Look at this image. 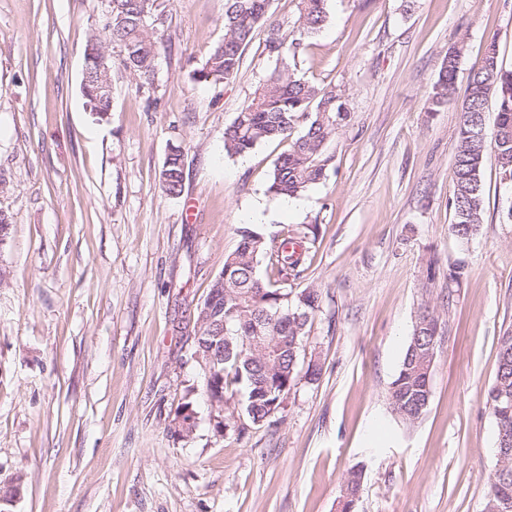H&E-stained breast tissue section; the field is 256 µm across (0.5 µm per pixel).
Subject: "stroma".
Segmentation results:
<instances>
[{
    "label": "stroma",
    "instance_id": "stroma-1",
    "mask_svg": "<svg viewBox=\"0 0 512 512\" xmlns=\"http://www.w3.org/2000/svg\"><path fill=\"white\" fill-rule=\"evenodd\" d=\"M167 30L151 88L108 45L113 106L96 121L81 93L89 31L108 0H0V512H483L495 466L486 394L496 341L512 326V179L487 155L480 235L460 245L448 201L460 104L427 99L450 41L462 73L496 39L512 68V0H327L297 70L346 90L351 121L326 180L291 213L269 186L287 142L243 157L224 128L276 71L257 29L238 75L190 79L224 35V0H159ZM184 190L165 196L170 145ZM258 232L305 239L299 288L321 289L277 424L218 431L190 357L196 306L238 245ZM467 276L449 289L446 273ZM442 338L431 396L408 423L388 391L423 306ZM193 400L191 437L172 421ZM362 483V470L352 468L344 479L343 495L339 502L341 512H351Z\"/></svg>",
    "mask_w": 512,
    "mask_h": 512
}]
</instances>
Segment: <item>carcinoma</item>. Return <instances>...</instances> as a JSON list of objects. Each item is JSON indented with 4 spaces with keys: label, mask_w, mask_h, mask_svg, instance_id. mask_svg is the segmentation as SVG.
<instances>
[{
    "label": "carcinoma",
    "mask_w": 512,
    "mask_h": 512,
    "mask_svg": "<svg viewBox=\"0 0 512 512\" xmlns=\"http://www.w3.org/2000/svg\"><path fill=\"white\" fill-rule=\"evenodd\" d=\"M327 0H298V16L293 30L286 34L268 22L270 0H224V36L209 57L192 70L198 85L227 82L239 72L242 56L255 30L266 24L263 53L280 63L278 74L263 83L255 96L242 106L230 125L224 128V152L243 156L257 145L273 140H291L289 149L274 163L270 192L294 197L325 180L332 168L333 144L337 134L351 119L345 93L335 86H321L299 76L288 65L304 49V40L317 34L327 22ZM112 23L105 25L109 42L120 47L122 65L144 85L155 78L158 47L164 37L165 18L157 0H109ZM460 62L444 57L429 96L430 111L455 99L458 93ZM88 112L103 120L112 111V94L101 91L83 94ZM497 107L492 129L486 126L485 109L489 98ZM304 122L294 135L298 122ZM493 151L498 165L512 178V70L500 63L495 40L487 42L483 65L467 80L461 103L454 162L455 192L448 200L454 213L451 234L462 245L481 232L484 210L482 169L487 151ZM161 189L177 197L184 186L183 149L169 147L160 175ZM240 240L225 255L224 267L211 288L224 291V313L204 314L208 300L196 310L204 344L192 343V352L213 350L215 360L210 380L203 381L208 401L222 407L235 395L238 384L247 393L245 420L229 418L224 425L243 436L248 428L273 423L281 412L280 402L299 378L297 363L309 321L320 310L323 295L317 288L296 290L290 282L304 272V253L284 250L288 239L274 245L249 227L239 229ZM268 259L270 274L262 278L259 264ZM440 324L426 310L413 326L402 364L389 388L393 412L413 423L421 416L420 407L431 396L432 352L439 338ZM512 403V328L497 339L496 372L488 389ZM497 429L495 452L500 454V476L489 477L486 512H496L500 500L512 501V408L504 414L498 404L489 407ZM362 483V470L352 468L344 479L340 512H352Z\"/></svg>",
    "instance_id": "obj_1"
}]
</instances>
